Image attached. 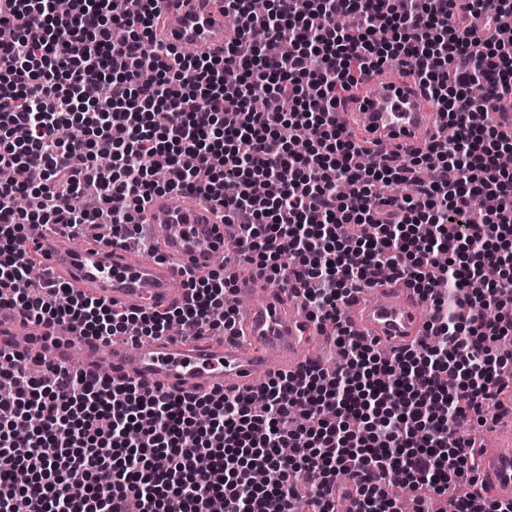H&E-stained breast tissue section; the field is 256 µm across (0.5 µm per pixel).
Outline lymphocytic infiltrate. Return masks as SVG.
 Instances as JSON below:
<instances>
[{"instance_id": "f902f5d3", "label": "lymphocytic infiltrate", "mask_w": 512, "mask_h": 512, "mask_svg": "<svg viewBox=\"0 0 512 512\" xmlns=\"http://www.w3.org/2000/svg\"><path fill=\"white\" fill-rule=\"evenodd\" d=\"M0 0V307L104 342L235 325V284L188 275L181 304L125 309L66 283L31 280L36 225L108 226L123 241L142 201L181 191L223 208L226 243L256 273L302 285L304 309L344 353L259 393L176 395L65 366L30 371L0 351V512H336L340 475L360 469L356 512H433L449 483L471 488L469 429L512 402V137L481 121L512 91V0H224L241 34L218 57L154 45L159 0ZM127 35L113 41L111 25ZM411 74L455 139L359 162L336 111L372 68ZM311 132L294 153L286 130ZM495 199L475 211L474 196ZM388 279L431 307L434 336L392 357L348 329L352 294ZM208 458L207 471L198 468ZM25 470L20 488L10 478ZM82 483L81 498L68 493Z\"/></svg>"}]
</instances>
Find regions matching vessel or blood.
I'll return each instance as SVG.
<instances>
[{"mask_svg":"<svg viewBox=\"0 0 512 512\" xmlns=\"http://www.w3.org/2000/svg\"><path fill=\"white\" fill-rule=\"evenodd\" d=\"M160 37L187 55L222 52L238 30L222 0H163ZM348 118L339 128L345 139L367 142L373 150L412 151L430 143L441 114L418 81L369 72L358 91L343 105ZM487 122L512 135V95L492 103ZM139 223L161 229L160 253L129 254L123 244L90 240L75 246L57 227L31 230L28 248L56 277L96 297L132 309L153 310L173 298V289L189 272L208 271L224 262V224L201 198L186 193L152 195L138 215ZM254 277L239 284L252 304L240 342H189L175 336L144 338L129 344H107L66 327L44 328L25 322L15 311L0 310V350H12L20 336L42 362L55 366L80 363L98 372L108 363L114 378L132 380L175 394L218 390L247 392L262 386L275 372L292 371L298 352L314 330L298 314L287 312L279 297ZM426 304L414 292L381 286L375 296H353L346 321L353 332L380 346L402 349L428 338ZM477 491L482 499H512V433L499 436L480 455Z\"/></svg>","mask_w":512,"mask_h":512,"instance_id":"vessel-or-blood-1","label":"vessel or blood"}]
</instances>
